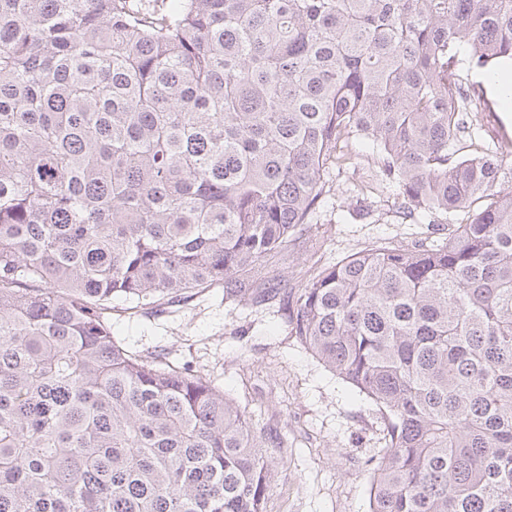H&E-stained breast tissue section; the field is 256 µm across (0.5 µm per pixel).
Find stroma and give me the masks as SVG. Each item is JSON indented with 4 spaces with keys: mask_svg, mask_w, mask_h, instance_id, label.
<instances>
[{
    "mask_svg": "<svg viewBox=\"0 0 512 512\" xmlns=\"http://www.w3.org/2000/svg\"><path fill=\"white\" fill-rule=\"evenodd\" d=\"M459 57L463 86L489 106L470 114L460 142L462 155L477 156L495 149L497 139L512 140V112L502 108L468 46H460ZM344 152L325 176L311 241L268 266L282 287H300L310 267L333 264L372 242L409 245L438 235L432 216L400 214L398 187L382 175L372 142L350 137ZM106 316L127 349L207 373L277 442L265 512H369V459L382 445L383 421L289 336L279 302L238 306L215 287L153 309L117 299Z\"/></svg>",
    "mask_w": 512,
    "mask_h": 512,
    "instance_id": "35a3bbf8",
    "label": "stroma"
}]
</instances>
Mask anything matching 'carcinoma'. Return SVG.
<instances>
[{
    "mask_svg": "<svg viewBox=\"0 0 512 512\" xmlns=\"http://www.w3.org/2000/svg\"><path fill=\"white\" fill-rule=\"evenodd\" d=\"M462 43L512 62V0H0V512H264L252 415L105 317L216 286L375 406L369 512H512V147L456 156ZM352 135L463 218L255 286Z\"/></svg>",
    "mask_w": 512,
    "mask_h": 512,
    "instance_id": "obj_1",
    "label": "carcinoma"
}]
</instances>
